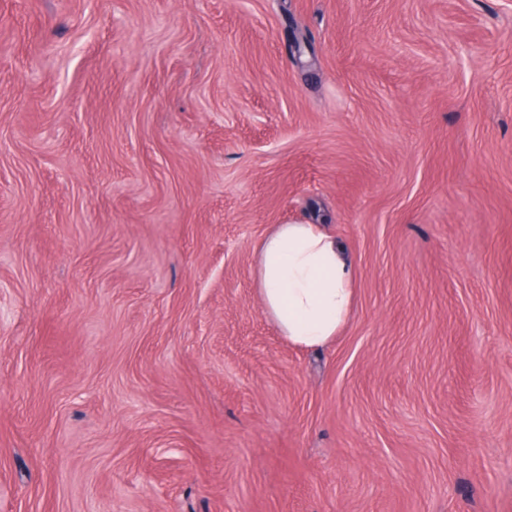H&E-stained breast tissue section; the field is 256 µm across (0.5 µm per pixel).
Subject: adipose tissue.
<instances>
[{"mask_svg":"<svg viewBox=\"0 0 512 512\" xmlns=\"http://www.w3.org/2000/svg\"><path fill=\"white\" fill-rule=\"evenodd\" d=\"M355 270L320 224H279L259 243L253 284L264 312L289 342L322 346L349 315Z\"/></svg>","mask_w":512,"mask_h":512,"instance_id":"ef3b65f1","label":"adipose tissue"}]
</instances>
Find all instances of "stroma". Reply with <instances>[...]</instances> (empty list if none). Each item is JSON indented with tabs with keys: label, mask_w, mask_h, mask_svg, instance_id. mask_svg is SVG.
Segmentation results:
<instances>
[{
	"label": "stroma",
	"mask_w": 512,
	"mask_h": 512,
	"mask_svg": "<svg viewBox=\"0 0 512 512\" xmlns=\"http://www.w3.org/2000/svg\"><path fill=\"white\" fill-rule=\"evenodd\" d=\"M0 512H512V0H0ZM353 264L322 224H278L255 252L253 284L264 312L289 342L332 340L349 315Z\"/></svg>",
	"instance_id": "stroma-1"
}]
</instances>
